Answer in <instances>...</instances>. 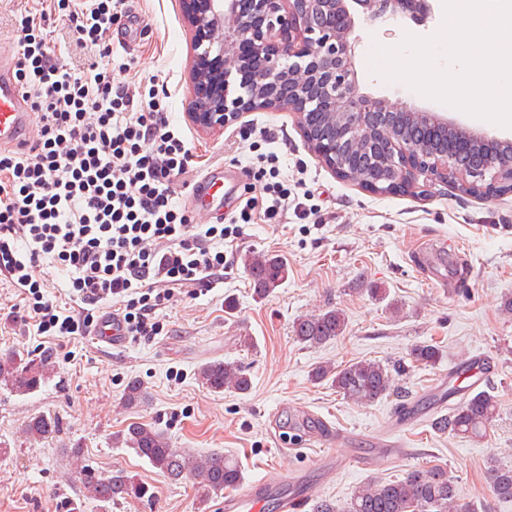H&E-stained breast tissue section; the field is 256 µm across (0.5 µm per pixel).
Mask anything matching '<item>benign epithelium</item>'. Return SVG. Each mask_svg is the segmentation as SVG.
I'll return each mask as SVG.
<instances>
[{
    "label": "benign epithelium",
    "instance_id": "obj_1",
    "mask_svg": "<svg viewBox=\"0 0 512 512\" xmlns=\"http://www.w3.org/2000/svg\"><path fill=\"white\" fill-rule=\"evenodd\" d=\"M350 1L367 23L431 14L430 0H179L191 49L189 122L213 133L250 112H290L319 162L374 194L425 196L437 183L477 194L512 189L511 155L492 152L465 169L455 154L432 140L417 145L401 129L408 117L432 135L455 128L442 114L359 92ZM353 144L374 163V179L350 174L344 150Z\"/></svg>",
    "mask_w": 512,
    "mask_h": 512
}]
</instances>
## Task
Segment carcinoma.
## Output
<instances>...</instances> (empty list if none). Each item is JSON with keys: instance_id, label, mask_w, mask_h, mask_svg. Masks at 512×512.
<instances>
[{"instance_id": "obj_1", "label": "carcinoma", "mask_w": 512, "mask_h": 512, "mask_svg": "<svg viewBox=\"0 0 512 512\" xmlns=\"http://www.w3.org/2000/svg\"><path fill=\"white\" fill-rule=\"evenodd\" d=\"M351 172L368 179L373 174L369 158L352 155ZM251 280L254 296H270L288 278V266L278 256L250 252L242 258ZM345 330V315L339 309H325L305 315L293 324L294 339L307 348H319L336 340ZM443 358V349L435 342L413 345L407 355L393 364L376 360H361L341 368L317 365L312 380L324 381L343 398L368 405L384 397L401 393L399 376L420 368L434 367ZM58 363L53 352L21 356L13 351L0 353V386L18 395H27L46 385L57 373ZM198 377L213 393L226 390L239 394L251 388L245 368L235 361L212 360L201 366ZM146 399L143 383L132 379L123 395V406L134 408ZM448 406L429 417V426L437 434L479 439L498 416V398L491 389L463 393L453 388L440 395ZM27 435L47 440L60 432V421L50 414L29 418L24 426ZM115 443L132 449L152 468L171 480L188 478L205 502L212 494L235 489L243 481L239 465L219 453L187 454L172 447L164 433L143 423H131L113 437ZM67 461L83 484V498L106 508L119 499H142L149 489L123 470L106 478L96 475L88 464L83 449L68 451ZM488 486L491 497L501 504H512V466H490ZM313 512H481L475 504L460 502L456 479L448 468L433 465L409 471L404 478L384 483L369 482L358 487L343 508L333 502H316Z\"/></svg>"}]
</instances>
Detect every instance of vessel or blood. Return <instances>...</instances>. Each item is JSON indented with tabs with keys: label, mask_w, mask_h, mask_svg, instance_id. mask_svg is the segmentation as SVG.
Segmentation results:
<instances>
[{
	"label": "vessel or blood",
	"mask_w": 512,
	"mask_h": 512,
	"mask_svg": "<svg viewBox=\"0 0 512 512\" xmlns=\"http://www.w3.org/2000/svg\"><path fill=\"white\" fill-rule=\"evenodd\" d=\"M31 112L14 79V62L0 55V151L22 149L28 140ZM196 210L211 211L224 199V169H210L198 181L189 196ZM97 342L110 349L125 342L121 322L112 313L102 314L93 330ZM313 488L301 481L265 480L251 492L225 497L224 512H263L269 497L282 500L284 512H302L313 497Z\"/></svg>",
	"instance_id": "vessel-or-blood-1"
}]
</instances>
